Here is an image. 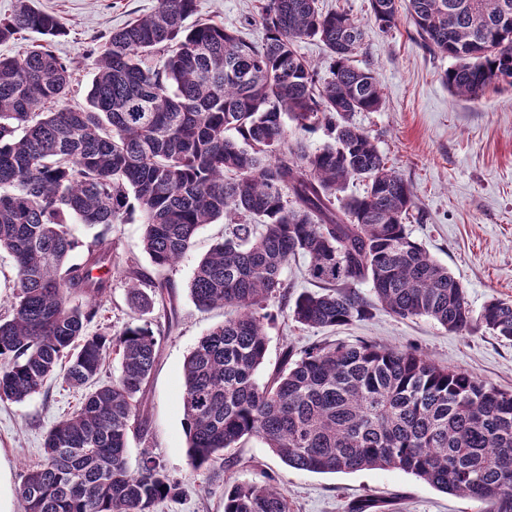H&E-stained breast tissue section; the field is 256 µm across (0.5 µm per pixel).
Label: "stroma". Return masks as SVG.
Masks as SVG:
<instances>
[{
	"label": "stroma",
	"mask_w": 512,
	"mask_h": 512,
	"mask_svg": "<svg viewBox=\"0 0 512 512\" xmlns=\"http://www.w3.org/2000/svg\"><path fill=\"white\" fill-rule=\"evenodd\" d=\"M66 27L51 48L70 72L67 103L85 106L93 78L90 52L101 36L130 20L151 14L158 0H37ZM262 0H197L195 17L224 25L258 44L265 30L255 17ZM323 9L344 8L364 30L354 63L377 76L382 105L357 112L364 129L389 165L412 185L416 206L406 226L437 262L448 267L463 286L473 311L490 300L512 302V89L488 92L478 102L451 94L442 74L451 58L426 51L407 23L384 31L370 15L369 0H319ZM112 288L99 306L94 327L120 333L128 322L163 326L164 310L132 308L128 266L149 278L170 281L178 324L163 336L157 367L146 391L147 431L130 434L129 468L150 451L175 475L185 477L183 494L156 503L154 512H224V489L244 481L273 480L286 493L292 512H347L348 505L370 496L397 503V512H477L478 502L432 487L397 469H364L346 473H311L286 466L257 438L233 449L231 462L199 472L188 464L183 410L179 401L184 360L199 339L222 323L225 310H198L188 290L198 261L224 235L222 223L201 227L181 260L156 271L141 248L138 222L112 225ZM308 258L285 270L286 299L267 303L268 338L259 382L282 369L287 350L301 351L323 341L381 343L414 350L442 367L460 368L504 390H512V341L474 327L460 335L431 318L400 319L376 308L371 316L333 329L309 328L295 322L288 301L313 290L305 277ZM81 390L61 382L47 384L21 403L0 402V512H17L15 489L23 473L44 457L47 426L80 407Z\"/></svg>",
	"instance_id": "stroma-1"
}]
</instances>
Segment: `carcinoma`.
<instances>
[{"label": "carcinoma", "mask_w": 512, "mask_h": 512, "mask_svg": "<svg viewBox=\"0 0 512 512\" xmlns=\"http://www.w3.org/2000/svg\"><path fill=\"white\" fill-rule=\"evenodd\" d=\"M318 2L265 0L257 45L215 23H187L196 0H158L104 37L79 108L63 104L70 75L51 50L64 24L35 0H16L0 18V42L43 38L0 57V249L16 269L11 314L0 317V401L21 403L59 378L87 389L80 408L46 431L43 464L16 489L19 512H153L184 491L185 479L148 451L128 468L161 336L146 324L88 332L112 288V240L101 233L85 244L69 228L134 215L158 269L175 264L201 226L228 219L189 283L199 309L235 311L183 364L192 471L258 437L295 470L398 469L484 504L480 512H512V391L412 351L344 342L316 344L257 381L267 350L260 306L284 295L283 273L299 256L321 288L289 307L304 326L335 327L378 305L512 340V303L494 299L473 314L459 281L407 233L412 185L352 123L382 103L374 72L352 63L363 29ZM407 2L406 22L425 47L455 61L443 75L453 94L479 101L512 86V0ZM370 8L383 30L401 20L398 0ZM315 38L331 56L328 78L296 49ZM288 120L325 127L331 142L309 151L289 138ZM354 179L364 194L339 197ZM130 294L143 310L173 301L166 281L145 294L137 271ZM108 359L118 375L103 381ZM393 507L365 497L350 512ZM224 512L291 510L281 489L247 481L224 489Z\"/></svg>", "instance_id": "cac0c4a2"}]
</instances>
